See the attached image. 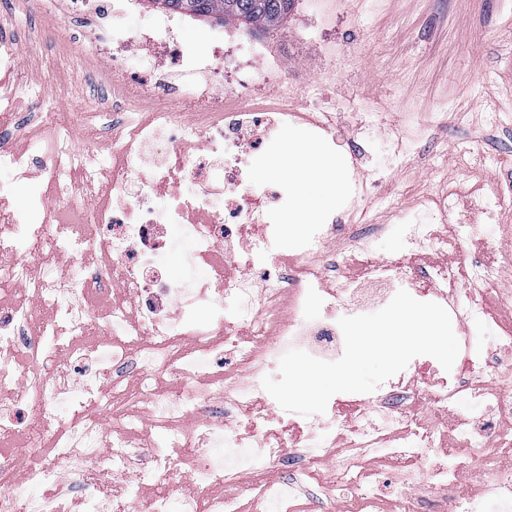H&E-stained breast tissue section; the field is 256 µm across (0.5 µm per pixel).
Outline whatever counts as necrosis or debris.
<instances>
[{
  "label": "necrosis or debris",
  "instance_id": "obj_1",
  "mask_svg": "<svg viewBox=\"0 0 512 512\" xmlns=\"http://www.w3.org/2000/svg\"><path fill=\"white\" fill-rule=\"evenodd\" d=\"M58 6L94 21L102 71L88 79L107 109L87 124L103 130L112 151L106 161L93 146L76 148L65 112L40 113L37 138L17 145L8 129L19 119L18 101L0 94V170L32 190L23 216L0 193V278L18 286L0 292V512H65L21 497L23 487L55 485L65 474L79 512H170L164 483L174 470L185 476L180 512H292L306 489L319 499L346 493L355 512H380L391 466L401 469L392 512H485L491 502L512 512V466L501 463L512 459V423H501L512 420V392L490 380L512 372V325L498 338L500 359L463 336L459 368L435 390L425 388L434 360L413 359L362 397L365 419L350 416L341 400L323 416L256 411L273 404L261 380L287 350L342 355L338 323L301 319L311 301L349 306L403 289L461 325L481 321L487 300L501 297L512 244L499 235L472 250L459 209L469 202L494 212L512 185L451 187L422 202L402 225L405 243L441 259L420 266L373 257L372 240L386 227L360 220L367 184L356 167L344 204L356 223L317 225L288 252L272 253L268 240L281 233L275 198L251 194L244 153L277 125L308 126L324 143L331 134L320 113L289 108L287 62L266 67L255 85L238 77L255 57L221 45L197 56L168 19L146 33L119 30L116 0ZM140 55L154 66L136 74L129 62ZM181 70L198 83L166 96L160 83ZM133 98L150 105L135 118L127 111ZM189 181L198 186L191 196L182 192ZM217 184L226 195L219 210L211 203ZM65 211L78 213L79 223H59L58 247L42 251L45 219ZM167 225L187 244L198 271L191 283L172 279L159 261ZM65 260L89 270L77 279L48 274ZM423 398L421 420L415 410ZM62 405L74 417L56 428ZM34 419L44 452L22 471L16 448ZM339 442L342 457L327 464ZM213 446L228 456L208 455ZM416 467L424 471L419 483ZM464 479L471 491L445 509L444 495Z\"/></svg>",
  "mask_w": 512,
  "mask_h": 512
}]
</instances>
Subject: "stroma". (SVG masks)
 <instances>
[{
    "mask_svg": "<svg viewBox=\"0 0 512 512\" xmlns=\"http://www.w3.org/2000/svg\"><path fill=\"white\" fill-rule=\"evenodd\" d=\"M173 20L199 55L211 54L218 40L233 38L248 43L264 60L295 61L292 76L300 81L313 76L314 65H332V75L320 83L318 101L336 116L334 144L323 146L306 127L294 125L271 131L262 150L248 159L254 187L278 191L284 198V242L311 225L331 222L343 210L338 197L291 226L299 195L316 192L319 181L289 174L286 149L314 150L339 187H346L348 144L362 122L377 129L375 140L364 149L363 170L370 176L388 173L370 189L371 223H394L383 204L386 197L404 196L410 212L418 198L437 194L440 180L476 186L478 174L446 164L453 146L461 142L477 145L495 159L493 177L512 178V97L492 111L485 103L489 85L512 89V0H297L285 25L272 34L181 14ZM83 26L74 15L62 25L42 24L28 31L21 43L28 61L24 72L45 90L34 97L23 86L15 88L20 111L70 112L79 134L85 131V113L103 107L85 79L86 59L94 47L82 36ZM65 35L71 42L68 56L51 61L49 47ZM373 96L380 104L367 108L365 102ZM397 133L415 136L419 150L395 164L386 140Z\"/></svg>",
    "mask_w": 512,
    "mask_h": 512,
    "instance_id": "stroma-1",
    "label": "stroma"
}]
</instances>
